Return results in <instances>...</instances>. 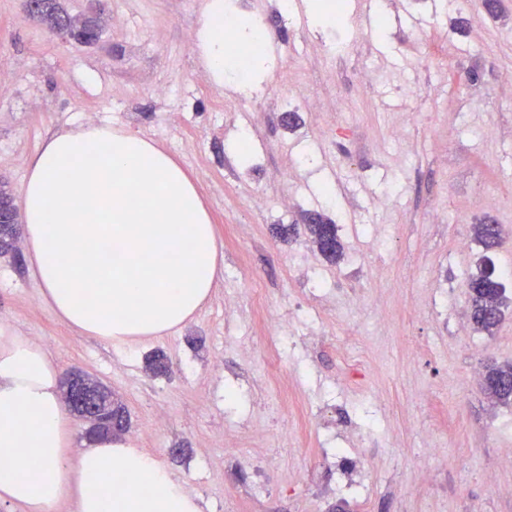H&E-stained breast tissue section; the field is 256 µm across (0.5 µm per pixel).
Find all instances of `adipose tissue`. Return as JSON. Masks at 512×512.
<instances>
[{"label": "adipose tissue", "mask_w": 512, "mask_h": 512, "mask_svg": "<svg viewBox=\"0 0 512 512\" xmlns=\"http://www.w3.org/2000/svg\"><path fill=\"white\" fill-rule=\"evenodd\" d=\"M233 41H226L225 32ZM260 28L204 0L196 47L216 84L260 89L274 67L252 56L247 79L227 56ZM33 275L58 317L77 332L128 345L184 327L209 299L221 251L209 213L182 167L151 141L86 124L51 136L22 187ZM73 428L47 351L0 328V502L53 512L69 493L79 512H199L152 455L111 436L72 453Z\"/></svg>", "instance_id": "adipose-tissue-1"}]
</instances>
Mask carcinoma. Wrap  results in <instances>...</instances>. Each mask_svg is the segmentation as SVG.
<instances>
[{
	"instance_id": "obj_1",
	"label": "carcinoma",
	"mask_w": 512,
	"mask_h": 512,
	"mask_svg": "<svg viewBox=\"0 0 512 512\" xmlns=\"http://www.w3.org/2000/svg\"><path fill=\"white\" fill-rule=\"evenodd\" d=\"M37 11L34 18L41 24L51 27L65 24L71 29V39L85 43L102 32V21L97 16H74L60 5L59 0H36ZM304 231L310 242L317 246L329 247L327 261L337 264L344 258V246L339 236V227L321 213L310 211L304 216ZM474 239L481 247L483 255L479 258L474 273L468 279L469 311L468 318L472 328L480 333L492 334L500 324L505 309L509 306L506 287L495 273L487 272L485 263L491 260L489 252L501 239V225L487 220L473 225ZM19 235V227L0 223V253L8 254ZM482 389L494 403L512 407V363L493 364L486 367L482 379ZM104 423L97 432L107 435L123 429L127 423L125 407L114 400L103 413Z\"/></svg>"
}]
</instances>
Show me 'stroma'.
I'll return each mask as SVG.
<instances>
[{
    "mask_svg": "<svg viewBox=\"0 0 512 512\" xmlns=\"http://www.w3.org/2000/svg\"><path fill=\"white\" fill-rule=\"evenodd\" d=\"M280 2L239 5L282 17L268 82L243 104L181 48L202 0H100L91 45L58 38L23 0H0V72L14 83L0 100V182L20 194L39 146L92 112L182 166L224 253L193 320L125 347L70 329L27 256L0 257V327L45 347L60 376L111 388L127 410L124 440L201 512H512V409L471 376L512 361V312L493 335L456 333L484 218L504 229L493 260L512 290V0L493 17L478 0H345L337 27L314 26L303 0ZM339 37L346 49L328 54ZM291 66L327 106L293 131L275 111L293 93ZM242 132L245 162L230 146ZM308 210L339 225L340 264L306 236L273 237ZM157 352L167 374L148 368ZM427 444L439 453L421 467ZM337 448L361 464L365 495L338 490ZM257 481L265 497L252 496Z\"/></svg>",
    "mask_w": 512,
    "mask_h": 512,
    "instance_id": "1",
    "label": "stroma"
}]
</instances>
